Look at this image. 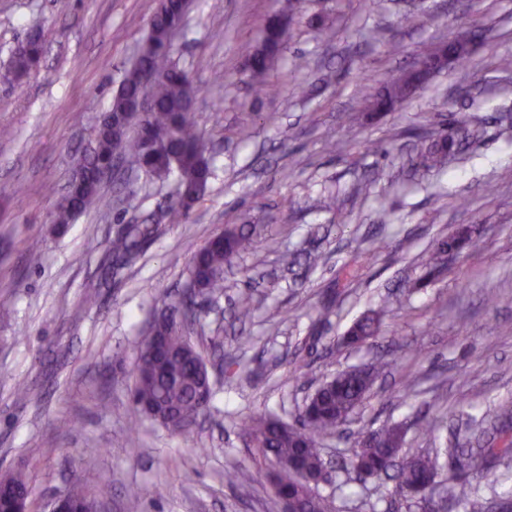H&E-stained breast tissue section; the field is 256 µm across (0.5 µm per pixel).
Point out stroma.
Masks as SVG:
<instances>
[{
	"label": "stroma",
	"mask_w": 512,
	"mask_h": 512,
	"mask_svg": "<svg viewBox=\"0 0 512 512\" xmlns=\"http://www.w3.org/2000/svg\"><path fill=\"white\" fill-rule=\"evenodd\" d=\"M156 5L0 0V74L30 31L45 44L23 87L0 82V129L9 132L0 138V471L31 470L36 512L76 483L109 484L103 512H133L132 485L141 492L134 512H280L239 420L266 410L294 421L322 383L381 357L392 368L344 434L325 439L326 459L394 423L409 426L406 455L454 434L472 443L490 428L489 408L512 403V306L485 302L490 292L512 297V0H305L261 100L245 60L281 0H192L174 59L194 90L214 171L188 220L116 272L113 238L173 201V181L111 179L101 210L65 225L52 218ZM323 24L331 41L318 35ZM461 27L478 36L466 61L392 110L369 111V90ZM452 113L467 119L458 152L442 168L413 171L417 149ZM232 224L267 230L225 268L223 296L201 305L192 339L214 396L185 437L134 417L131 367L149 326L188 288L191 255ZM462 225L473 244L416 287L438 240ZM247 292L255 311L242 324L233 310ZM379 308L372 344L340 345L357 317ZM238 336L250 342L225 369ZM407 375L417 396L405 402ZM419 414L444 418L438 437L411 429ZM233 466L243 475L230 486ZM317 491L337 512H400L383 478L348 484L337 473Z\"/></svg>",
	"instance_id": "35a3bbf8"
}]
</instances>
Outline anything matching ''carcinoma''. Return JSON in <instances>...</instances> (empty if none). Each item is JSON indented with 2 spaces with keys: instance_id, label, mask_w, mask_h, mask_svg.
<instances>
[{
  "instance_id": "cac0c4a2",
  "label": "carcinoma",
  "mask_w": 512,
  "mask_h": 512,
  "mask_svg": "<svg viewBox=\"0 0 512 512\" xmlns=\"http://www.w3.org/2000/svg\"><path fill=\"white\" fill-rule=\"evenodd\" d=\"M168 21L165 15L154 14L152 28L145 44L149 49L131 65L114 94L120 101L134 94L142 73L148 71L152 80L148 88L152 112L146 119L126 117L107 109L102 114L92 144L79 160L81 177L72 186L69 196L59 204L54 223L70 224L85 212L95 210L101 203L103 181L98 177L100 166L112 155L122 154L156 180L174 178L189 196L198 201L207 189L212 175L214 157L206 154L197 131L192 112L193 90L187 77L173 60L174 50L168 48L166 38ZM283 33L278 19L271 18L259 48L249 59L254 78L252 90L260 97L271 92L262 76L273 61L274 49ZM31 72L30 58L19 46L10 49L6 77L20 82ZM466 120L452 117L448 128L452 138L436 139L421 147L415 165L431 170L442 167L454 151V136L463 132ZM157 221L131 224L126 232L112 240L115 265L133 262L144 245L159 232ZM256 225L239 224L224 229L210 238L191 258L189 263L190 291L169 307L171 318L153 326L154 337L162 339L169 349L166 357H152L148 349L151 341L144 338L132 368L133 402L137 409L174 433L188 436L199 419L210 411L213 391L210 382L199 376L203 358L191 341L187 315L193 311L196 297L215 299L224 293V265L253 247ZM472 238L464 229L442 240L424 265L422 280L430 282L438 277L444 256L457 253ZM381 312H369L356 320L339 338L342 345L359 348L372 342L380 332ZM387 369V363L352 368L341 372L329 382L318 396L319 410L306 414L293 423L274 414H253L240 421L242 433L250 438L255 449L254 460L271 469L272 491L275 498L296 497L301 500L300 512H336L333 497L307 493L298 478V470L311 475L322 472L321 440L335 434L349 416L367 398L377 376ZM381 437L377 447L366 446L369 436L358 440L342 470L346 474L362 471L371 477H390L395 481L394 494L406 512H431L426 498L415 488L422 480L443 468L440 459H448L449 477L443 480L448 501L463 506L464 512H488L485 499L471 486L470 480L460 475L470 470L478 460L491 461L512 453V440L502 438V448H460L450 445L427 455L403 456L394 471L385 467L387 458L400 452L406 431L400 425H384L373 431ZM15 491L30 487L31 477L24 468L0 474Z\"/></svg>"
}]
</instances>
